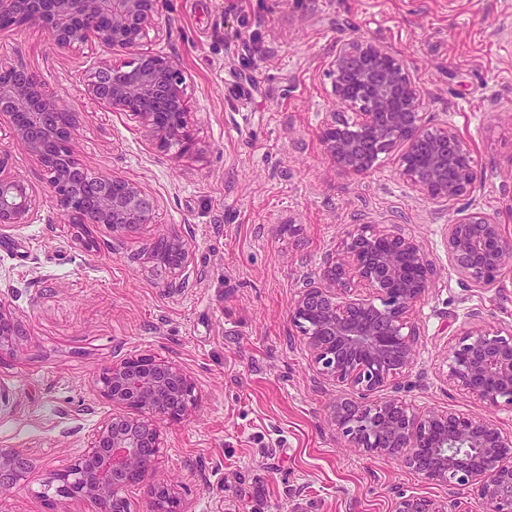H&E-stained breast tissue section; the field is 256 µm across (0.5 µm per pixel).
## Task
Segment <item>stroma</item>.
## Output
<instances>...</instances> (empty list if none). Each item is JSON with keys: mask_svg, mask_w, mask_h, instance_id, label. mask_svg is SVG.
<instances>
[{"mask_svg": "<svg viewBox=\"0 0 512 512\" xmlns=\"http://www.w3.org/2000/svg\"><path fill=\"white\" fill-rule=\"evenodd\" d=\"M157 12L162 28L146 45L182 68L199 147L179 158L159 153L134 116L84 100L97 51L55 53L39 25L0 30V65L35 70L82 105L84 167L128 179L157 203L152 223L123 240L97 226L100 250L85 251L0 119L6 171L31 185L38 209L34 223L0 231V302L23 330L0 356V445L30 461L0 512H95L43 491L111 410L97 392L100 370L147 351L176 360L196 386L188 417L162 424L157 464L183 512H395L405 494L447 503V487L349 448L330 427L331 403L352 391L314 377L289 306L299 278L354 225L400 221L437 270L410 312L421 346L402 376L404 399L512 430V409L487 408L446 379L471 310L483 311L484 326L512 328V272L469 287L445 245L447 225L477 209L512 240V0H157ZM350 34L406 60L429 93L426 121L451 123L469 145L483 174L475 193L426 200L402 181L393 152L364 176L337 170L321 130L330 52ZM174 233L189 245L176 271L152 256Z\"/></svg>", "mask_w": 512, "mask_h": 512, "instance_id": "obj_1", "label": "stroma"}]
</instances>
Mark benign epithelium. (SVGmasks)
Returning <instances> with one entry per match:
<instances>
[{
  "instance_id": "benign-epithelium-1",
  "label": "benign epithelium",
  "mask_w": 512,
  "mask_h": 512,
  "mask_svg": "<svg viewBox=\"0 0 512 512\" xmlns=\"http://www.w3.org/2000/svg\"><path fill=\"white\" fill-rule=\"evenodd\" d=\"M34 22L48 29L51 45L67 53L94 45L102 59L84 95L98 106L129 112L151 134L156 149L195 146L184 96L185 74L170 55L144 47L157 27L156 0H0V30ZM330 113L321 138L336 167L369 173L378 156L400 148L403 181L425 198L450 201L475 192L482 174L455 128L423 121L425 92L406 61L363 37L336 42L330 62ZM0 117L41 163L49 203L78 230L83 247L97 250L94 228L117 235L149 224L156 201L122 177L91 173L72 144L82 113L64 103L28 68L0 70ZM0 152V231L33 223L36 199L28 183L5 174ZM177 259L189 248L179 234L165 237ZM448 259L475 288H490L512 266V243L496 218L481 210L447 225ZM433 265L416 241L395 230L361 224L325 254L314 275L302 280L289 310L323 381L350 386L354 396L331 407V421L354 448L396 458L425 480L453 493L469 491L488 512H512V432L452 410L416 412L401 395L397 376L417 359L420 334L409 312L431 288ZM363 286L367 299L352 297ZM20 336L12 312L0 303V355ZM448 381L490 408L512 406V329L474 327L451 346ZM97 389L115 412L93 431L70 466L57 474L62 495L127 510L122 492L146 491L152 512H180L167 482L156 478L162 422L176 423L197 401L192 378L173 360L152 353L104 367ZM28 458L0 448V494L26 480ZM396 512H447L434 500L403 495Z\"/></svg>"
}]
</instances>
